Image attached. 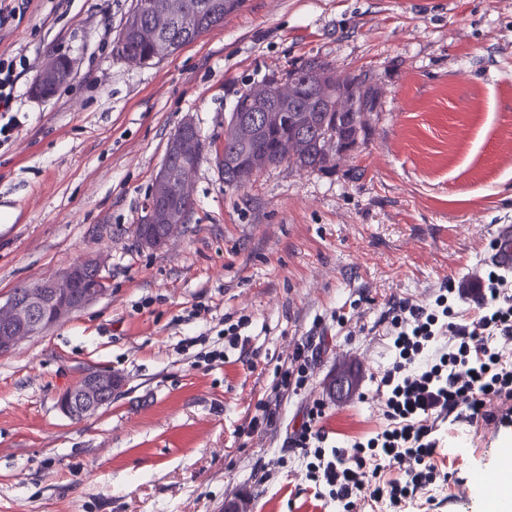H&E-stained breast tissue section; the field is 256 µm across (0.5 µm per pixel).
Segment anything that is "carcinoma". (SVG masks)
<instances>
[{"instance_id": "cac0c4a2", "label": "carcinoma", "mask_w": 512, "mask_h": 512, "mask_svg": "<svg viewBox=\"0 0 512 512\" xmlns=\"http://www.w3.org/2000/svg\"><path fill=\"white\" fill-rule=\"evenodd\" d=\"M153 13L144 16L134 7L127 14L121 36L115 45L116 54L132 53L146 62L154 61L160 48L141 36V27L150 25L159 31L167 55L175 54L182 46L194 41L204 32L221 25L224 18L241 9L244 0H184L195 21L188 27L178 26L166 11L167 0H154ZM298 69L307 72L310 80L322 83L325 90L317 101H309L308 89L297 88L300 105H287L288 123L273 120L263 142L266 162L276 166L283 162L306 170L324 171L336 167L358 140L366 136V122L357 123L354 117L376 110L378 93L365 76L346 74L336 76L325 63L310 60ZM248 91L237 96L233 111L224 120V161H236L244 149L243 140L234 121L235 113L247 110ZM299 139L300 147L285 156L278 144Z\"/></svg>"}]
</instances>
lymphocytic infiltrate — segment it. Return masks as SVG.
<instances>
[{
	"instance_id": "f902f5d3",
	"label": "lymphocytic infiltrate",
	"mask_w": 512,
	"mask_h": 512,
	"mask_svg": "<svg viewBox=\"0 0 512 512\" xmlns=\"http://www.w3.org/2000/svg\"><path fill=\"white\" fill-rule=\"evenodd\" d=\"M25 54L0 58V141L15 128L13 107ZM478 313L456 322L455 288L442 284L429 302H392L387 334L394 360L377 380L372 398L385 425L345 448L327 447L320 421L325 400H314L290 445L307 458L316 499L336 512H416L435 505L451 472L435 462L439 435L476 426L490 398L512 397V285L497 271L481 282ZM318 358L313 339L297 343L275 371V390L298 391Z\"/></svg>"
}]
</instances>
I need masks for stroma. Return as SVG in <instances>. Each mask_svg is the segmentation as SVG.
Wrapping results in <instances>:
<instances>
[{"mask_svg":"<svg viewBox=\"0 0 512 512\" xmlns=\"http://www.w3.org/2000/svg\"><path fill=\"white\" fill-rule=\"evenodd\" d=\"M135 0H32L0 31L23 51L17 126L0 144V296L86 254L110 292L0 356V512H323L288 445L336 372L391 362L383 317L458 273L485 274L512 224V0H245L224 22L147 66L115 55ZM67 58L52 95L33 87ZM378 90L368 133L330 171L288 164L227 187L213 162L236 91L310 60ZM193 118L205 143L183 232L160 249L134 228L169 138ZM352 316L346 331L336 310ZM251 318L245 346L225 325ZM320 337L306 386L274 394L296 342ZM219 350L210 362L205 352ZM106 370L122 389L74 421L58 399ZM278 397L271 425L252 428ZM384 423L357 393L330 404V441ZM491 426L436 460L465 483L447 512H484Z\"/></svg>","mask_w":512,"mask_h":512,"instance_id":"obj_1","label":"stroma"}]
</instances>
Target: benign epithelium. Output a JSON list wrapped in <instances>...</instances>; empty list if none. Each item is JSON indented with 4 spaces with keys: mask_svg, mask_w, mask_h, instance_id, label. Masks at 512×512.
Segmentation results:
<instances>
[{
    "mask_svg": "<svg viewBox=\"0 0 512 512\" xmlns=\"http://www.w3.org/2000/svg\"><path fill=\"white\" fill-rule=\"evenodd\" d=\"M66 62L50 59L38 76V84L55 86ZM300 72L287 79L250 90L252 107L239 113L240 133L254 139L269 124L271 111L290 101L299 84ZM203 156V145L193 119L186 118L170 137L165 158L156 173L150 195L139 219L138 240L145 248L167 245L187 223L193 202V175ZM109 291L103 266L88 256L65 271L16 289L0 301V356L11 353L26 338L40 334ZM120 379L110 372H88L60 398L61 411L72 420L94 415L112 401Z\"/></svg>",
    "mask_w": 512,
    "mask_h": 512,
    "instance_id": "1",
    "label": "benign epithelium"
}]
</instances>
